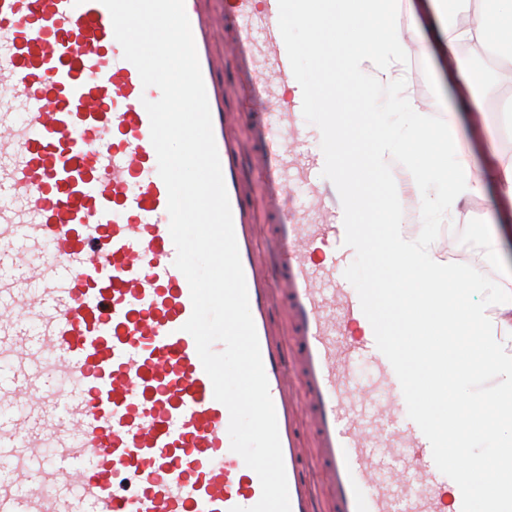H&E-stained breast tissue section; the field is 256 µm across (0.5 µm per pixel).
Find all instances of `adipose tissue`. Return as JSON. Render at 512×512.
<instances>
[{"label":"adipose tissue","instance_id":"1","mask_svg":"<svg viewBox=\"0 0 512 512\" xmlns=\"http://www.w3.org/2000/svg\"><path fill=\"white\" fill-rule=\"evenodd\" d=\"M414 7L427 20L428 37L415 36L400 23L401 13ZM326 9L345 30L350 76L372 77L386 91L379 106L385 120L364 162L370 172L392 182V203L386 212L391 263L407 273L425 271L426 279H410L407 286L427 288L434 296L426 308L402 311V321L408 333L428 328L447 336L449 352L462 356L453 381L482 370L493 373L491 395L457 396V434L463 438L481 428L498 436L492 478L512 490V279L499 282L493 300L474 301L475 272L453 261L426 236L406 228L397 202L402 187L393 180V163L402 161L418 188L416 210L426 215L452 211L462 201L490 194L512 202V155L500 154L493 165L483 168L458 153L453 139L444 138L428 111L408 94L402 73L415 48L432 44L446 58L457 57L463 48L496 54L501 62L493 79L512 86V0H479L477 12L464 22L459 19L460 0H304L299 26L310 39L318 38Z\"/></svg>","mask_w":512,"mask_h":512}]
</instances>
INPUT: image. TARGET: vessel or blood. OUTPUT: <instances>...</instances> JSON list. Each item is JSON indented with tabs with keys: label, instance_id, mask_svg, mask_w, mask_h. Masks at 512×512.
Returning a JSON list of instances; mask_svg holds the SVG:
<instances>
[{
	"label": "vessel or blood",
	"instance_id": "1",
	"mask_svg": "<svg viewBox=\"0 0 512 512\" xmlns=\"http://www.w3.org/2000/svg\"><path fill=\"white\" fill-rule=\"evenodd\" d=\"M185 0L274 403L291 512H461L344 277L343 207L321 132L288 96L278 0H232L223 30ZM241 61L262 209L247 201L212 45ZM144 87L100 0H0V512H230L261 498L184 324L168 191ZM278 262L258 269L254 228ZM281 304L288 333L276 335ZM358 342L347 341L350 327ZM371 371L361 381L358 364ZM309 431L312 452L301 444ZM316 466L320 485L308 477Z\"/></svg>",
	"mask_w": 512,
	"mask_h": 512
}]
</instances>
